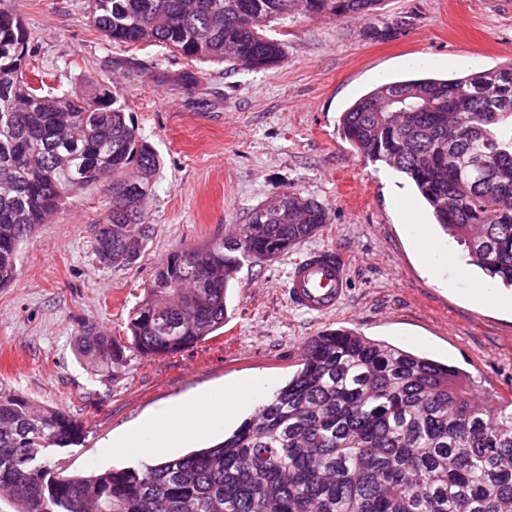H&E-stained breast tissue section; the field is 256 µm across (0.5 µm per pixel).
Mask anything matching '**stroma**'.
I'll use <instances>...</instances> for the list:
<instances>
[{
  "label": "stroma",
  "mask_w": 512,
  "mask_h": 512,
  "mask_svg": "<svg viewBox=\"0 0 512 512\" xmlns=\"http://www.w3.org/2000/svg\"><path fill=\"white\" fill-rule=\"evenodd\" d=\"M0 9L23 19L55 92L87 80L110 86L161 157L148 204L155 233L134 264L95 256L109 195L101 184L39 226L21 247L13 281L0 288V388L84 424L81 441L58 455L65 472L133 466L222 441L252 413L235 407L229 390L260 377L275 392L327 329L458 366L489 397L512 392V292L468 265L411 183L358 155L340 125L342 112L381 83L512 63V0H382L380 20L413 19L386 41L369 38L363 20L288 18L269 32L284 42V61L261 71L112 44L89 26L90 0H0ZM188 69L202 78L182 83ZM280 190L316 200L328 222L274 260L243 263L223 328L171 355L126 351L122 368L94 373L74 344L82 327L121 330L169 253L230 235ZM322 249L337 252L349 273L345 303L327 314L294 307L287 293L293 263ZM484 292L493 300L478 301ZM204 391L224 398L231 419L146 454L123 447L144 419L187 423L191 399Z\"/></svg>",
  "instance_id": "1"
}]
</instances>
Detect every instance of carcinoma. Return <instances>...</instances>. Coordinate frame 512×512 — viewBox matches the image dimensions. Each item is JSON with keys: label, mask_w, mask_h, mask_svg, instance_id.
I'll use <instances>...</instances> for the list:
<instances>
[{"label": "carcinoma", "mask_w": 512, "mask_h": 512, "mask_svg": "<svg viewBox=\"0 0 512 512\" xmlns=\"http://www.w3.org/2000/svg\"><path fill=\"white\" fill-rule=\"evenodd\" d=\"M381 0H91L112 43L158 45L188 61L269 69L286 16L375 19ZM400 16L371 35L404 33ZM31 36L0 11V288L21 244L78 193L111 184L97 258L136 262L154 233L147 200L160 169L110 90L54 95L25 74ZM364 159L405 175L469 264L512 287V63L453 79L383 83L341 116ZM316 200L279 191L239 231L172 252L125 337L83 328L79 353L107 369L123 350L163 356L224 326L241 264L288 252L327 223ZM462 369L329 329L306 345L282 388L223 441L152 464L67 475L54 453L83 422L0 389V491L15 512H512V392L476 402Z\"/></svg>", "instance_id": "obj_1"}]
</instances>
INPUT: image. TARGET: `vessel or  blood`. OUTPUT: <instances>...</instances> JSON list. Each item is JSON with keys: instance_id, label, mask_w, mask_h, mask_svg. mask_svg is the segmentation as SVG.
I'll use <instances>...</instances> for the list:
<instances>
[{"instance_id": "1", "label": "vessel or blood", "mask_w": 512, "mask_h": 512, "mask_svg": "<svg viewBox=\"0 0 512 512\" xmlns=\"http://www.w3.org/2000/svg\"><path fill=\"white\" fill-rule=\"evenodd\" d=\"M348 288L346 265L338 253L316 250L294 264L289 275L288 297L298 308L326 314L341 307Z\"/></svg>"}]
</instances>
